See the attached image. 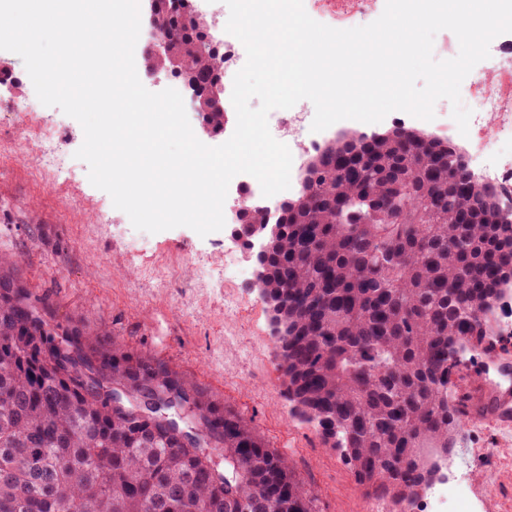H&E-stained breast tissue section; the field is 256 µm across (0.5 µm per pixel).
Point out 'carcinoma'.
I'll return each instance as SVG.
<instances>
[{"label": "carcinoma", "instance_id": "carcinoma-1", "mask_svg": "<svg viewBox=\"0 0 512 512\" xmlns=\"http://www.w3.org/2000/svg\"><path fill=\"white\" fill-rule=\"evenodd\" d=\"M194 88L224 77L194 24L160 0ZM346 133L275 219L262 259L286 335L275 359L289 394L350 449L375 500L420 495L424 455L462 432L448 406V347L493 350L487 307L512 272V215L448 179L452 152L422 139ZM0 257V512H315L288 459L183 373L77 321Z\"/></svg>", "mask_w": 512, "mask_h": 512}]
</instances>
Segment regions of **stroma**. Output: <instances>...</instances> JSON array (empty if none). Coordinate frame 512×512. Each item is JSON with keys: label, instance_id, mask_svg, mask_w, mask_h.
<instances>
[{"label": "stroma", "instance_id": "35a3bbf8", "mask_svg": "<svg viewBox=\"0 0 512 512\" xmlns=\"http://www.w3.org/2000/svg\"><path fill=\"white\" fill-rule=\"evenodd\" d=\"M360 2L370 19L384 10L382 0H303L311 18L331 27L347 22ZM0 64L8 68L0 83V255L15 260L18 276L46 299L58 323L81 318L91 331L107 330L242 414L310 487L315 512H362L368 498L345 458L294 412L274 359L268 307L251 280L220 292L193 274V260L223 259L232 225L204 237L187 227L150 234L136 230L109 194L90 183L87 164L69 182L54 180L33 151L16 148L7 120L12 103L35 97L24 63L0 50ZM59 125L66 130L62 150L74 154L84 140L76 119L42 104L28 118L34 140ZM228 293L239 299L231 313L224 309ZM498 323L493 357L467 359L453 380L456 393L486 381L488 360L512 364V302ZM463 469L481 512H512V426L465 418L449 478Z\"/></svg>", "mask_w": 512, "mask_h": 512}]
</instances>
